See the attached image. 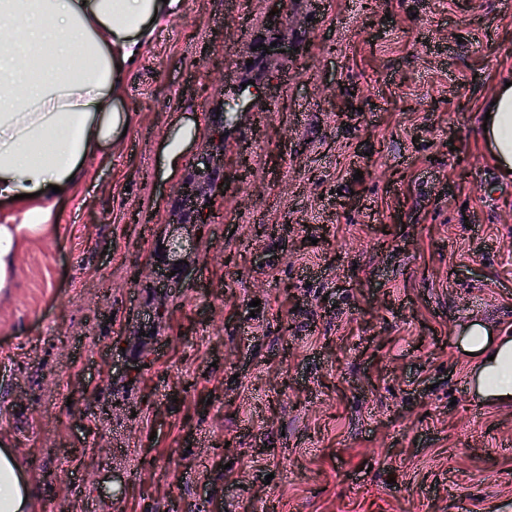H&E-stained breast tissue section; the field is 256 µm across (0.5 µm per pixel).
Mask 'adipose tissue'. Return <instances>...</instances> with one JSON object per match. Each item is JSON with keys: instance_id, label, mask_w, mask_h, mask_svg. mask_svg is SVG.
<instances>
[{"instance_id": "adipose-tissue-1", "label": "adipose tissue", "mask_w": 512, "mask_h": 512, "mask_svg": "<svg viewBox=\"0 0 512 512\" xmlns=\"http://www.w3.org/2000/svg\"><path fill=\"white\" fill-rule=\"evenodd\" d=\"M180 0H0V293L12 285L27 241L56 232L55 205L77 191L131 114L125 67ZM483 137L500 170H512V86H498ZM471 321L459 335L473 353L471 388L512 402V336ZM33 492L14 454L0 448V512H31Z\"/></svg>"}]
</instances>
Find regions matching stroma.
I'll return each mask as SVG.
<instances>
[{
    "label": "stroma",
    "instance_id": "stroma-1",
    "mask_svg": "<svg viewBox=\"0 0 512 512\" xmlns=\"http://www.w3.org/2000/svg\"><path fill=\"white\" fill-rule=\"evenodd\" d=\"M275 9L288 53L156 303L137 274ZM504 78L512 0H182L126 74L128 134L0 297V445L35 512H512V405L457 347L512 335V179L480 136Z\"/></svg>",
    "mask_w": 512,
    "mask_h": 512
}]
</instances>
